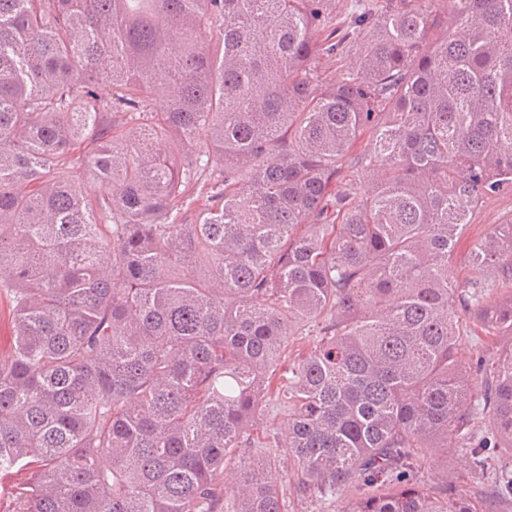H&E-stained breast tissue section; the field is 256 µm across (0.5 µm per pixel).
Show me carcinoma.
<instances>
[{
    "label": "carcinoma",
    "mask_w": 512,
    "mask_h": 512,
    "mask_svg": "<svg viewBox=\"0 0 512 512\" xmlns=\"http://www.w3.org/2000/svg\"><path fill=\"white\" fill-rule=\"evenodd\" d=\"M347 11L339 30L336 0H0L14 512H287L290 487L337 512L512 496V346L468 365L457 347L463 311L512 337V219L475 245L467 288L448 283L470 215L512 195V0ZM324 57L355 66L328 81ZM366 129L363 194L344 167ZM76 164L103 192L52 177ZM295 336L315 345L288 365ZM274 387L283 441L254 433ZM450 443L472 497L423 480Z\"/></svg>",
    "instance_id": "1"
}]
</instances>
